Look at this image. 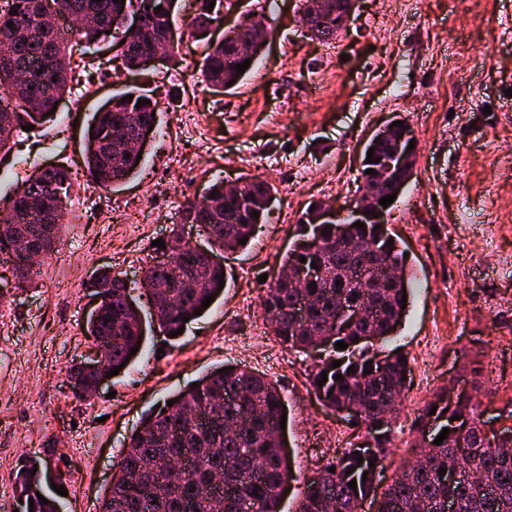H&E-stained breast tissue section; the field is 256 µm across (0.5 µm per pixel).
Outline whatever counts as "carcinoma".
<instances>
[{
    "label": "carcinoma",
    "mask_w": 512,
    "mask_h": 512,
    "mask_svg": "<svg viewBox=\"0 0 512 512\" xmlns=\"http://www.w3.org/2000/svg\"><path fill=\"white\" fill-rule=\"evenodd\" d=\"M164 1L171 2L7 0V9L0 8V45L11 49L22 79L0 69V153L11 150L22 127L46 122L49 111L71 88L76 80L73 42H94L100 33L114 36L122 63L131 73L141 71V58L163 45L175 57L172 9L156 10ZM212 1L215 6L210 9ZM225 1L233 2L198 0L192 20L198 41H205V30ZM308 2L302 4L301 22L310 38L326 42L336 38L344 28L350 0H327L321 10ZM59 12L77 20L78 26L69 33L53 26L48 17ZM128 13L141 17L138 29L124 25ZM248 36V31L234 27L224 33V45L206 44L200 76L215 93H224L232 80L242 81L235 70L243 63L236 46ZM145 99L149 103L138 105ZM157 113L158 102L140 90L112 96L109 106L96 113L94 127L87 130L93 138L86 139L84 162L97 184L115 189L138 168L130 141L142 127L158 126ZM409 130L405 123L394 127L387 138L378 142L373 137L366 144L381 162L363 163V169L375 173H364L362 178L379 183L385 196L401 194L413 175L417 149H408L410 139L403 138ZM393 151L404 154V163L391 171L385 160L392 158ZM71 189L68 170L36 168L0 205V225H25L30 247L49 254L58 226L64 223ZM274 189L272 183L253 178L238 195L217 181L202 198L185 200L181 224L172 229L171 240L181 242L183 224H205L210 250L244 251L247 246L239 240L253 238L256 226L266 223ZM313 206L302 216L304 224L298 226L294 245L283 255L280 274L269 284L260 306L270 332L283 346L311 351L330 347L310 380L317 400L339 415L357 402L363 413L356 425L379 423L382 428L375 438L378 453L369 455L353 444L304 478L297 512H363L366 503L375 507L374 512H441L439 506L445 503L451 512H512V429L485 430L473 400L453 398L449 387L436 393L415 419L419 434L432 424L436 435L449 429L446 439L416 455L380 488L393 411L402 398L409 364L398 349L384 354L374 342L393 333L405 313L401 306L403 289L408 287L406 257L397 242L389 241L392 233L386 225L365 224L359 229L351 217L329 222L323 219V203ZM254 211L259 218L252 216ZM175 263L174 271L152 263L143 272L148 302L154 308L151 322L166 335L185 325L182 318L197 319L195 312L205 311L202 301L219 296V281L225 278L223 265L203 260L188 244L179 247ZM313 265L323 275L315 276L316 286L305 288L311 293V310L308 319L296 325L293 307L300 294L283 273ZM95 287L104 295L102 313L86 320V332L98 342L104 368L112 370L126 362L127 353L144 336L137 316L126 306L125 280L105 270ZM338 293L367 301L370 317L352 329L336 326ZM338 341L348 347L336 349ZM336 360L341 365L334 368ZM351 366L354 371L349 373ZM324 371L327 382L321 384ZM337 374L342 379L335 380ZM285 413L277 387L264 376L239 365L210 372L199 386L181 390L173 405L143 414L118 470L112 473L99 512H280L278 504L292 471L273 444V431L280 429ZM177 456L187 460L190 470L182 480L172 482L164 476L163 465ZM33 468L30 464L16 475L18 497L33 501L24 512H58L57 499L51 497L44 505L39 498H30L29 491L40 480V473H31ZM441 468L446 474L439 473ZM352 480L357 483L354 490L348 486Z\"/></svg>",
    "instance_id": "obj_1"
}]
</instances>
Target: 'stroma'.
I'll use <instances>...</instances> for the list:
<instances>
[{
    "label": "stroma",
    "instance_id": "stroma-1",
    "mask_svg": "<svg viewBox=\"0 0 512 512\" xmlns=\"http://www.w3.org/2000/svg\"><path fill=\"white\" fill-rule=\"evenodd\" d=\"M277 2L253 69L221 94L196 79L203 45L184 9L172 13L179 65L162 59L132 75L109 62L112 38L90 45L88 57L103 69L0 160L2 193L36 167L64 165L74 178L52 256L0 313V498L12 512L15 476L35 459L43 472L65 470L63 512L98 502L144 412L236 363L280 388L293 474L280 509L296 512L304 477L363 433L311 392L318 355L282 347L259 323L267 289L259 277L277 274L309 201L343 208L360 196L363 147L398 117L419 153L385 216L411 281L406 312L383 345L400 348L410 366L384 474L413 455L414 419L471 356L483 364L473 394L484 417L494 429L512 427V0H355L345 30L329 42L304 31L301 0ZM141 86L158 101L160 122L136 172L112 192L86 174L85 131L112 95ZM178 169L186 179L169 184ZM257 176L278 192L249 249L224 255L223 295L177 337L147 332L99 393L75 400L66 369L93 346L83 326L94 277L121 274L145 304L152 242L179 223L185 198L202 197L218 180ZM68 448L82 457L64 458Z\"/></svg>",
    "mask_w": 512,
    "mask_h": 512
}]
</instances>
